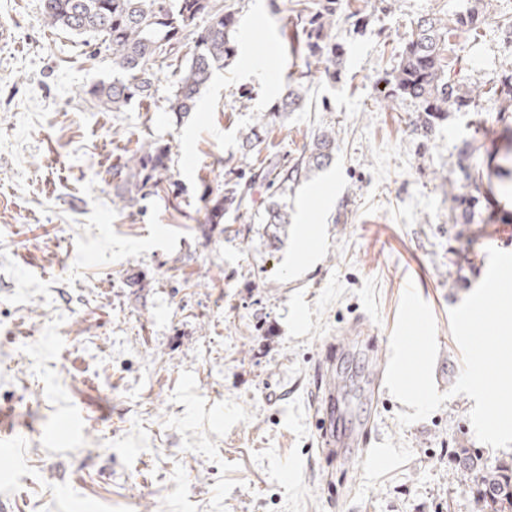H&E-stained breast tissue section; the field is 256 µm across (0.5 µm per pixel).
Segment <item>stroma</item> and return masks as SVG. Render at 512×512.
<instances>
[{
    "instance_id": "stroma-1",
    "label": "stroma",
    "mask_w": 512,
    "mask_h": 512,
    "mask_svg": "<svg viewBox=\"0 0 512 512\" xmlns=\"http://www.w3.org/2000/svg\"><path fill=\"white\" fill-rule=\"evenodd\" d=\"M237 18L233 66L217 71L195 112L161 100L114 112L85 95L112 78L104 45L40 21L41 0H0V501L12 512H478L460 451L512 460L479 442L465 395L399 426L403 403L369 379L385 369L402 294L414 283L436 322L434 382L462 369L450 311L484 278L488 248L512 252V112L478 101L434 135L416 106L386 102L379 81L418 18L468 0H358L370 24L351 33L344 74L315 78L306 108L276 120L249 155L239 133L273 111L302 65L288 50L287 0H222ZM474 83L512 68L496 24L463 36ZM247 96L239 104V96ZM322 130L333 160L288 193L291 222L270 242L257 212L205 223L204 190L230 168L275 153L297 158ZM167 144L174 184L129 206L111 169L142 142ZM483 169L460 178L458 151ZM481 197L496 221H454V193ZM314 231V256L300 242ZM346 345L344 426L373 420L365 458L318 456L312 401L328 343ZM111 411L108 422L60 419Z\"/></svg>"
}]
</instances>
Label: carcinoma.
I'll return each mask as SVG.
<instances>
[{
	"instance_id": "obj_1",
	"label": "carcinoma",
	"mask_w": 512,
	"mask_h": 512,
	"mask_svg": "<svg viewBox=\"0 0 512 512\" xmlns=\"http://www.w3.org/2000/svg\"><path fill=\"white\" fill-rule=\"evenodd\" d=\"M494 2L471 0V6L458 13L417 20L396 66L383 78L384 97L417 104L416 128L424 136L432 135L448 112L475 106L468 78L456 70L459 38L464 33L476 34L495 20ZM293 12L288 46L304 57V69L289 77L273 111L261 113L254 125L240 132L241 148L246 152L256 147L261 129L304 106V83L318 73L331 81L340 76L344 48L332 35L336 18L343 14L354 27L367 20L355 0H295ZM41 22L88 44L99 40L105 45L118 77L89 86L86 94L114 112L134 101L157 102L156 63L168 59L186 39L192 43L189 55L180 61L179 78L165 97L167 111L179 119L196 110L213 73L236 57L234 14L217 0H42ZM482 96L509 111L512 71L486 82ZM335 145L333 132L324 131L291 164L269 154L247 172L224 179L221 191L204 195L206 223L221 224L227 213L252 210L253 188L260 182L272 189L263 204L262 223L276 230L285 227L290 223L284 201L288 184L303 183L326 168ZM170 161L168 145L146 141L112 169V181L122 191L123 200L132 205L138 197L158 195L172 185ZM456 468L474 475L479 512H512V462L493 465L464 451L456 455Z\"/></svg>"
}]
</instances>
